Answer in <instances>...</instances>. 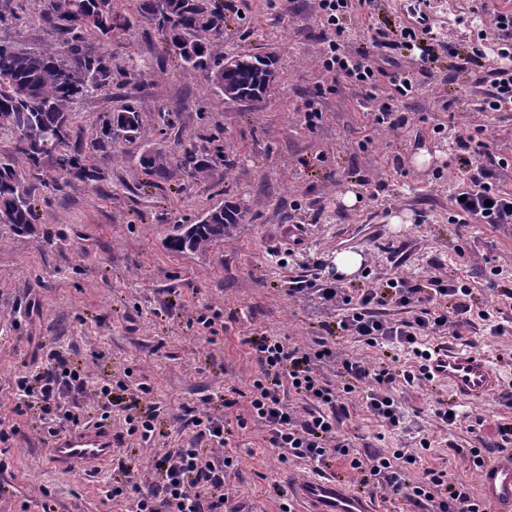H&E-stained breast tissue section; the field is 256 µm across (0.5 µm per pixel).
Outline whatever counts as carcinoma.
I'll use <instances>...</instances> for the list:
<instances>
[{
	"mask_svg": "<svg viewBox=\"0 0 512 512\" xmlns=\"http://www.w3.org/2000/svg\"><path fill=\"white\" fill-rule=\"evenodd\" d=\"M125 9L126 15L118 12L114 0H46L41 19L56 33L59 46L0 43V138L11 141L9 148H0V224L15 233L29 232L36 221L34 183L48 188L60 181L88 185L98 179L73 142L79 115L70 104L108 86L112 68L86 36L113 38L130 28L132 15L149 21L157 17V32L179 50L181 63L203 73L220 96L252 103L262 100L276 82L274 56L262 61L247 53L224 55V12L209 0H125ZM89 15L97 21L86 23ZM127 128L136 140L149 137L140 112L125 106L103 118L92 146L105 148L114 139L113 131ZM175 162L192 176L204 177L212 170L209 158L193 145L182 147ZM140 165L156 184L170 177L164 159L156 161L144 153ZM49 168L56 176L46 175ZM206 217V222L174 225L167 247L206 253L231 238V231L245 221L246 210L224 203Z\"/></svg>",
	"mask_w": 512,
	"mask_h": 512,
	"instance_id": "carcinoma-1",
	"label": "carcinoma"
}]
</instances>
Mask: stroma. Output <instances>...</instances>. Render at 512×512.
<instances>
[{"mask_svg": "<svg viewBox=\"0 0 512 512\" xmlns=\"http://www.w3.org/2000/svg\"><path fill=\"white\" fill-rule=\"evenodd\" d=\"M502 0H430L432 23L444 41L430 73L418 53L409 55L413 90L398 102L406 125L379 129L365 142L368 103L346 78L322 77L320 60L330 37L317 18L315 0H211L224 11V51L274 53L279 78L257 104L221 99L201 72L182 67L175 48L153 24L133 20L118 38L95 40L112 64L108 87L71 105L81 116L79 135L90 142L103 116L130 104L141 114L149 141L113 139L85 157L98 181L35 193L37 222L15 234L0 224V417L19 427L0 471V512H127L128 502L107 501L103 479L54 472L43 461V423L37 411L12 412L16 375L41 366L46 348L61 347L88 367L91 381L146 376L150 402L159 404L165 445L186 444L194 433L191 408L223 414L225 428L241 447L236 475L225 487L245 512H278L274 486L303 476L302 466H283L276 451L260 447L258 428L240 430L241 406L222 408L229 387L246 388L260 366L245 343L260 333L308 345L325 336L332 314L289 297L288 281L322 261L323 276L335 274L338 252L352 251L382 277L404 275L427 285L433 263L443 275L464 272L473 282V310L497 302L485 280L490 265L503 266L501 287L512 288V227L452 224L451 195L462 177L454 158L457 131L478 129L490 156L508 162L512 190V112H485L491 89L485 73L468 68L463 54L478 31L489 65L498 61L496 30L488 11ZM44 0H0V40L23 47L51 43L40 21ZM371 19L343 17V45L371 47L382 22L404 24L401 0H372ZM321 112L307 127V108ZM444 123L432 136L435 123ZM195 145L212 157L209 177L172 169L162 186L148 183L139 164L148 150L173 161L181 146ZM490 156L479 157L488 165ZM376 188L377 198L366 195ZM357 194L345 205L346 194ZM240 204L246 220L209 252H176L165 245L173 225L192 224L214 205ZM285 224L305 228L301 245L280 238ZM471 255L460 267L458 251ZM36 310H29V303ZM222 314L223 331L205 339L191 322L206 307ZM472 347L490 355L503 382L512 381V334L491 335L483 323L465 331ZM398 398L432 442L429 462L449 478L471 479L466 454L497 447V425L512 419L505 397L463 406L447 428L435 409L451 399L443 386L403 388ZM480 430H473L475 419ZM341 429L358 448H397L402 433L384 432L361 405L350 409Z\"/></svg>", "mask_w": 512, "mask_h": 512, "instance_id": "obj_1", "label": "stroma"}]
</instances>
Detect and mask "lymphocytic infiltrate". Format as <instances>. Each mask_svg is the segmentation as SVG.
Wrapping results in <instances>:
<instances>
[{
  "label": "lymphocytic infiltrate",
  "mask_w": 512,
  "mask_h": 512,
  "mask_svg": "<svg viewBox=\"0 0 512 512\" xmlns=\"http://www.w3.org/2000/svg\"><path fill=\"white\" fill-rule=\"evenodd\" d=\"M365 5L366 0H317L319 20L332 31L321 67L332 77L352 79L369 94L381 82H388L389 91L375 107L372 125L397 130L405 125L406 118L394 110L393 103L397 96L411 92L412 82L396 79L394 71L400 63L392 52L417 45L422 51L421 62L429 63L437 33L430 24L402 25L390 38L377 41L374 50L349 54L341 44L345 29L340 17L360 12ZM456 145L457 163L468 178L458 185L450 200L449 223L511 225L512 192L503 188L493 171L474 166L476 157L485 152V143L466 131L457 135ZM321 268L317 262L312 272L293 277L288 294L334 310L335 329L307 346L264 333L248 337L247 344L255 352L261 371L248 389L230 387L224 401L228 408L245 403L244 412L236 416L238 427L245 430L260 426L264 447L274 449L283 465L303 464L319 473L328 463L339 464L359 488L384 499L402 497L418 512H489L470 483L449 481L447 469L427 464L431 448L428 435L415 432L403 447L363 452L342 433L340 426L349 417V404L356 397L383 427L402 430L405 412L394 397L397 385L422 388L430 379L421 370L398 372L383 363L344 357L333 341L348 336L371 348H388L426 359L438 351L430 344V337H461L463 328L476 317L488 321L492 335L501 336L512 331V316L499 307L473 311L467 302L473 289L460 278L435 275L424 288L400 277L373 280L368 287L354 289L337 276L321 281ZM390 302L406 309L407 318H386L382 307ZM47 360V367L16 377L15 414L39 408L54 420L46 432L52 438L82 424L81 400L87 395L99 407L101 420H111L109 407L114 391L119 390L127 395L121 403L127 436L153 449L145 465L152 482L144 486L131 475L124 485L105 484L106 499H127L131 512H238L230 506L224 485L237 470L242 450L225 436L223 416L203 409L190 418L198 437L208 440V447L158 449L154 446L157 407L145 401L153 391L148 381L132 387L119 379L91 392L86 370L70 367L55 349L49 351ZM331 363L338 367L339 380L335 383L323 374L324 367Z\"/></svg>",
  "instance_id": "f902f5d3"
}]
</instances>
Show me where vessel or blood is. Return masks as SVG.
Masks as SVG:
<instances>
[{"instance_id":"b4317fda","label":"vessel or blood","mask_w":512,"mask_h":512,"mask_svg":"<svg viewBox=\"0 0 512 512\" xmlns=\"http://www.w3.org/2000/svg\"><path fill=\"white\" fill-rule=\"evenodd\" d=\"M436 383L447 385L457 402L480 405L499 392L502 378L490 358L465 343L453 341L431 362ZM121 441L111 424L95 422L52 438L45 450L47 466L62 474L96 477L112 463ZM478 488L491 512H512V453L487 460L478 475ZM288 493L308 512H375L332 475L291 484Z\"/></svg>"}]
</instances>
